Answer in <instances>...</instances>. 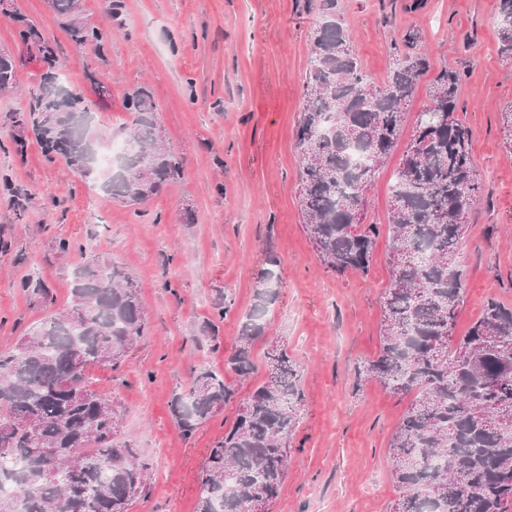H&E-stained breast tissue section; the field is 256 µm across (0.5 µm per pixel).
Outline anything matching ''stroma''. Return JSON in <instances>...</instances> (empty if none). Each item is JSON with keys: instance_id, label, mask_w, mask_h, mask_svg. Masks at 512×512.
I'll return each mask as SVG.
<instances>
[{"instance_id": "1", "label": "stroma", "mask_w": 512, "mask_h": 512, "mask_svg": "<svg viewBox=\"0 0 512 512\" xmlns=\"http://www.w3.org/2000/svg\"><path fill=\"white\" fill-rule=\"evenodd\" d=\"M14 4L55 39L64 82L90 104L98 148L129 127L125 96L146 86L162 140L182 160L184 175L134 208L89 187L63 160L47 161L38 143L16 154L8 129L0 128V350L14 348L49 312L68 307L84 261L130 272L149 330L121 367L94 370V387L121 405L123 433L161 466L130 512H194L207 451L237 408L226 406L187 438L169 402L188 387L192 369L223 371L265 255L274 253L281 261L279 296L264 317V339L253 346L259 371L239 382L238 396L262 382L265 354L277 343L300 369L304 405L287 476L268 512H390L399 493L387 446L410 401L378 383L358 382L357 371L379 349L392 246L384 226L402 152L391 153L366 191L365 221L382 227L370 273L333 275L315 255L298 205L295 138L318 12L305 0H123L115 25L105 0H78L84 20L112 30L102 54L81 55L48 0ZM495 4L428 0L423 11L400 10L389 22L381 0H339L371 75L383 76L393 39L415 26L424 31L434 69L447 66L462 76L458 114L472 133L484 192L458 255L465 271L459 336L487 299L512 305V151L500 125L512 105V63L497 52ZM0 49L17 59V88L0 95V113L26 108L41 67L3 18ZM92 71L102 74L106 94L88 80ZM8 183L28 198L23 219L8 206ZM187 209L194 223H183ZM61 238L77 250L59 254ZM29 275L50 287L52 308L30 303L19 290ZM221 295L230 309L218 324L215 351L194 337L214 317Z\"/></svg>"}]
</instances>
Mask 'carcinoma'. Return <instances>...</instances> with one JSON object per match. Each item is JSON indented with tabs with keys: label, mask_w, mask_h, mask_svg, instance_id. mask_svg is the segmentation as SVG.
Instances as JSON below:
<instances>
[{
	"label": "carcinoma",
	"mask_w": 512,
	"mask_h": 512,
	"mask_svg": "<svg viewBox=\"0 0 512 512\" xmlns=\"http://www.w3.org/2000/svg\"><path fill=\"white\" fill-rule=\"evenodd\" d=\"M321 22L313 32L295 147L302 163L298 204L317 258L338 275L369 272L380 225L364 223L365 189L397 147L408 103L431 69L423 32L409 28L392 43L394 60L376 81L351 45L338 0H307ZM51 7L79 51L100 48L107 30L77 14V0ZM498 55L512 63V0H496ZM8 19L31 58L43 65L28 109L6 115L16 151L33 135L49 161L61 157L82 179L136 205L183 176L177 154L161 143L157 104L139 87L124 101L134 114L128 149L109 172L96 163L95 133L82 92L62 83L58 52L39 27L12 10ZM16 58L0 52V93L15 87ZM460 72L443 67L428 85L432 105L415 120L392 184L390 287L380 347L359 368L394 396H413L393 433L390 474L400 495L392 512H512V307L488 299L462 335L464 303L456 258L467 215L482 196L471 134L458 115ZM255 303L225 358L224 373L203 368L170 401L190 437L235 401L236 381L257 372L253 344L278 298L280 259L269 254ZM24 296L52 301L29 276ZM147 315L133 277L88 262L75 274L71 304L25 330L0 352V512H129L154 464L122 435V414L93 388L90 371L117 367L143 338ZM266 380L238 402L233 423L209 448L195 512H249L273 502L287 472L289 442L302 406L301 376L286 349L267 351Z\"/></svg>",
	"instance_id": "1"
}]
</instances>
